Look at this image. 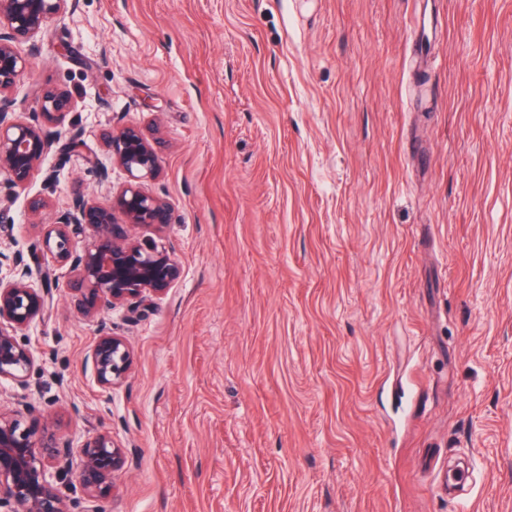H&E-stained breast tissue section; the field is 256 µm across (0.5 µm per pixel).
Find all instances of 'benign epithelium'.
<instances>
[{"label": "benign epithelium", "mask_w": 512, "mask_h": 512, "mask_svg": "<svg viewBox=\"0 0 512 512\" xmlns=\"http://www.w3.org/2000/svg\"><path fill=\"white\" fill-rule=\"evenodd\" d=\"M69 2L0 0V176L17 185L28 181L55 144L43 126H63L74 108L67 92L50 88L37 101L40 123L9 111V93L29 70L17 44L35 41L51 20L67 11ZM101 139L127 180L107 207L74 192L70 206L47 225L42 249L70 266L73 276L66 287L46 274L34 281L31 266L20 257L13 259L12 277H0V381L30 387L35 358L16 331L44 318L54 294L74 296L80 315L98 319L117 305L139 309L180 277L170 253L133 235L137 227L161 231L173 222L166 199L144 187L159 172L163 139L155 130L133 125L106 128ZM78 235L86 239L82 246ZM87 361L97 382L108 389L123 382L132 364L125 340L104 325ZM71 454L69 442L50 429L45 415L29 413L21 420L0 412V512H71L67 487L93 502L108 497L115 474L126 464L112 435L88 438L76 468Z\"/></svg>", "instance_id": "benign-epithelium-1"}]
</instances>
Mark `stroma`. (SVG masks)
Here are the masks:
<instances>
[{
  "mask_svg": "<svg viewBox=\"0 0 512 512\" xmlns=\"http://www.w3.org/2000/svg\"><path fill=\"white\" fill-rule=\"evenodd\" d=\"M18 49L14 111L67 91L79 146L0 178V276L75 189L125 182L102 128L167 143L147 187L174 221L139 235L181 275L105 313L125 381L98 384L67 296L17 333L32 390L0 381V410L123 447L100 512H512V0H76ZM460 459L458 502L435 484Z\"/></svg>",
  "mask_w": 512,
  "mask_h": 512,
  "instance_id": "obj_1",
  "label": "stroma"
}]
</instances>
